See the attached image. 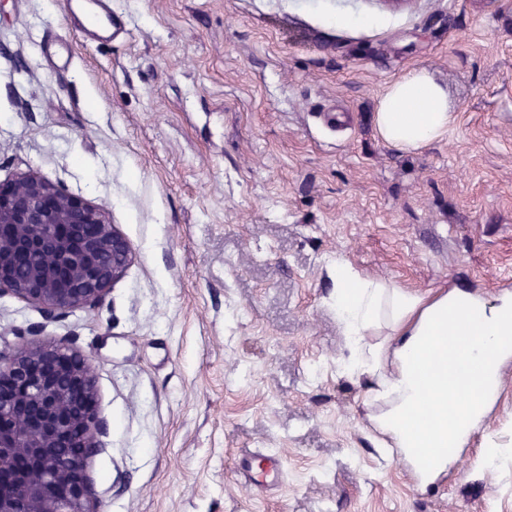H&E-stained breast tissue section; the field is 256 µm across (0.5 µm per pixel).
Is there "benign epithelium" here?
I'll return each instance as SVG.
<instances>
[{"mask_svg": "<svg viewBox=\"0 0 512 512\" xmlns=\"http://www.w3.org/2000/svg\"><path fill=\"white\" fill-rule=\"evenodd\" d=\"M86 224L94 234L81 233ZM131 252L102 209L40 174L0 183V295L48 319L93 308ZM101 430L89 358L33 342L0 359V512H92L87 466Z\"/></svg>", "mask_w": 512, "mask_h": 512, "instance_id": "benign-epithelium-1", "label": "benign epithelium"}]
</instances>
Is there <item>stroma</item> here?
<instances>
[{
    "label": "stroma",
    "mask_w": 512,
    "mask_h": 512,
    "mask_svg": "<svg viewBox=\"0 0 512 512\" xmlns=\"http://www.w3.org/2000/svg\"><path fill=\"white\" fill-rule=\"evenodd\" d=\"M113 2L126 35L84 41L45 0H0V182L38 172L132 247L95 308L0 296V357L92 362L98 512H512V376L422 485L341 368L326 272L512 293V0ZM416 68L456 122L402 152L373 114ZM246 451L280 455L277 486L245 484Z\"/></svg>",
    "instance_id": "obj_1"
}]
</instances>
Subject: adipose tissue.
I'll use <instances>...</instances> for the list:
<instances>
[{
  "instance_id": "adipose-tissue-1",
  "label": "adipose tissue",
  "mask_w": 512,
  "mask_h": 512,
  "mask_svg": "<svg viewBox=\"0 0 512 512\" xmlns=\"http://www.w3.org/2000/svg\"><path fill=\"white\" fill-rule=\"evenodd\" d=\"M382 140L402 152L444 138L455 122L448 93L427 69L389 85L373 116ZM327 274L333 307L352 353L349 369L372 375L386 406L370 421L381 447L397 449L416 472L444 470L450 449L462 447L484 415L480 396L495 395L512 337V299L491 305L460 290L423 296L369 277L343 257ZM458 401L452 425L428 428L415 416L425 407Z\"/></svg>"
}]
</instances>
